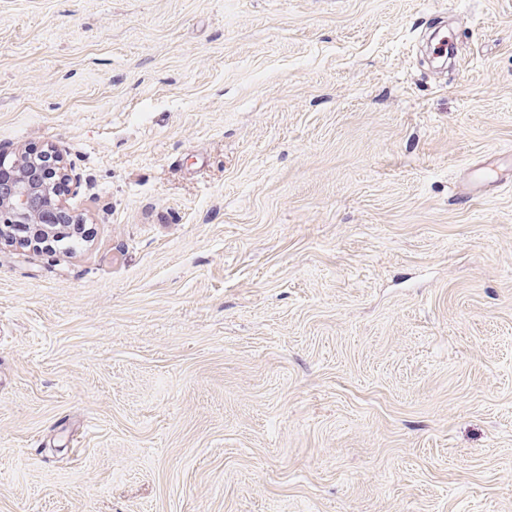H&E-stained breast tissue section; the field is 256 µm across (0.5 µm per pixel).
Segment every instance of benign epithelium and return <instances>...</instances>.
I'll use <instances>...</instances> for the list:
<instances>
[{
  "mask_svg": "<svg viewBox=\"0 0 512 512\" xmlns=\"http://www.w3.org/2000/svg\"><path fill=\"white\" fill-rule=\"evenodd\" d=\"M15 176L0 183V243L57 241L59 226L71 222L59 181H75L62 153L49 147L23 150L13 161Z\"/></svg>",
  "mask_w": 512,
  "mask_h": 512,
  "instance_id": "benign-epithelium-1",
  "label": "benign epithelium"
}]
</instances>
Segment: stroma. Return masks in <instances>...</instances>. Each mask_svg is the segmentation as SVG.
Here are the masks:
<instances>
[{
    "label": "stroma",
    "instance_id": "stroma-1",
    "mask_svg": "<svg viewBox=\"0 0 512 512\" xmlns=\"http://www.w3.org/2000/svg\"><path fill=\"white\" fill-rule=\"evenodd\" d=\"M47 144L0 512H512V0H0Z\"/></svg>",
    "mask_w": 512,
    "mask_h": 512
}]
</instances>
